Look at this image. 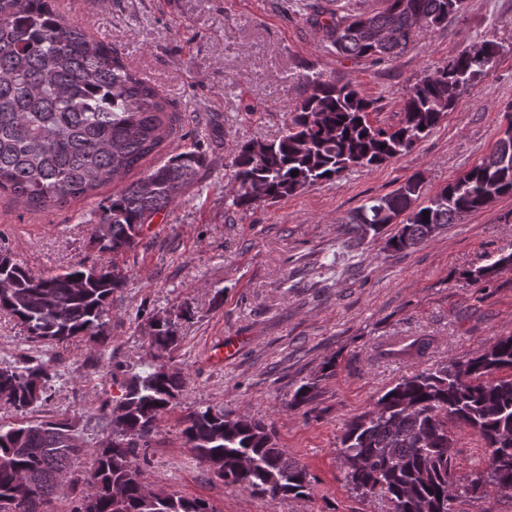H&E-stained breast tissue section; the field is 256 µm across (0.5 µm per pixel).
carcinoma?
Segmentation results:
<instances>
[{
  "mask_svg": "<svg viewBox=\"0 0 512 512\" xmlns=\"http://www.w3.org/2000/svg\"><path fill=\"white\" fill-rule=\"evenodd\" d=\"M463 0H385L379 11L358 4L318 8L336 52L352 58L390 59L413 44L419 32L460 12ZM496 45L485 40L424 74L407 91L402 118L392 127L370 122L374 101L350 82L306 76L293 116L272 140L237 146L232 162L237 191L231 206L248 210L275 203L354 168L382 166L408 154L437 127L462 93L493 64ZM181 137L179 116L157 87L129 67L112 45L65 17L55 0H0V194L23 208L42 211L97 191L140 168ZM201 140L146 169L97 211L92 241L98 251L119 254L139 244L144 226L179 203L208 175ZM299 174L292 175L293 171ZM423 177L415 174L394 191L354 210L345 234L362 240L382 232L395 217L399 228L386 242L393 251L415 249L442 227L512 194V120L493 151L461 178L419 203ZM429 212L424 217L423 212ZM512 267V253L470 272L487 283ZM112 266L80 262L36 277L0 252V311L12 316L29 341L64 346L79 338L96 347L110 335L112 294L126 287ZM160 354L179 344L168 316L149 321ZM431 340L416 338L386 350L389 357H421ZM57 370L30 357L0 368V400L20 414L48 403ZM186 377L164 361L150 362L129 380L115 407L101 408L111 427L128 439L105 442L89 477L72 476L82 446L57 414L0 425V512H20L19 477L34 473L40 496L26 512H49L60 477L78 490L71 512H217L205 500L148 482L137 463L160 417L177 405ZM472 430L485 448L487 468L465 486L455 475V442L448 423ZM186 445L200 460L219 464L224 484L271 497L302 499L312 486L305 467L292 461L272 426L199 408L184 418ZM345 480L362 497H383L392 512H458L488 489L512 496V335L498 338L477 356L451 359L398 380L373 408L349 421L341 437Z\"/></svg>",
  "mask_w": 512,
  "mask_h": 512,
  "instance_id": "cac0c4a2",
  "label": "carcinoma"
}]
</instances>
